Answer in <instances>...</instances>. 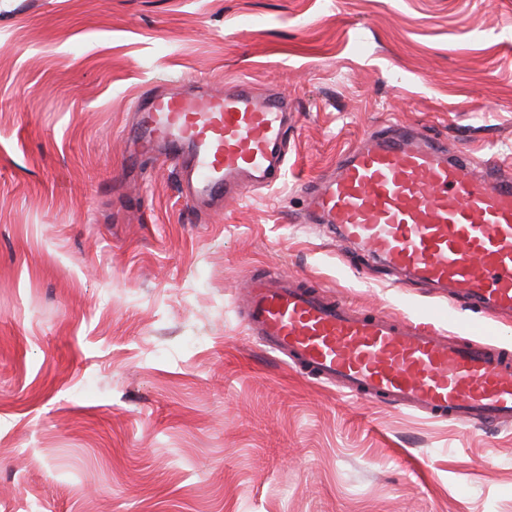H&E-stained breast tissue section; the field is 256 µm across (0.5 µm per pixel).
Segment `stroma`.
I'll return each mask as SVG.
<instances>
[{"mask_svg": "<svg viewBox=\"0 0 512 512\" xmlns=\"http://www.w3.org/2000/svg\"><path fill=\"white\" fill-rule=\"evenodd\" d=\"M199 79L288 98V178L220 208L135 147ZM512 172V0H0V512H512V429L341 395L248 335L256 269L469 334L309 223L379 127Z\"/></svg>", "mask_w": 512, "mask_h": 512, "instance_id": "obj_1", "label": "stroma"}]
</instances>
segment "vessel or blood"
Listing matches in <instances>:
<instances>
[{
    "instance_id": "vessel-or-blood-1",
    "label": "vessel or blood",
    "mask_w": 512,
    "mask_h": 512,
    "mask_svg": "<svg viewBox=\"0 0 512 512\" xmlns=\"http://www.w3.org/2000/svg\"><path fill=\"white\" fill-rule=\"evenodd\" d=\"M139 144L178 172L190 202L242 197L287 166L288 105L248 82L146 94ZM312 223L489 317L512 312V175L390 126L303 186ZM246 328L266 351L354 398L474 427L512 424V348L354 310L297 275L244 284Z\"/></svg>"
}]
</instances>
